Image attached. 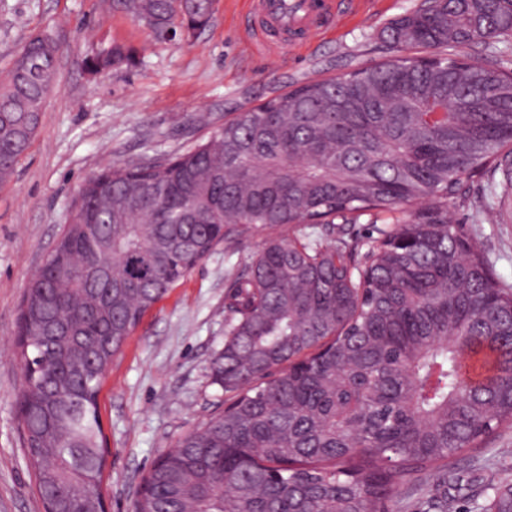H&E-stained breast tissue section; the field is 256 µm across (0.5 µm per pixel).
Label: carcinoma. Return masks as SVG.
<instances>
[{"mask_svg":"<svg viewBox=\"0 0 512 512\" xmlns=\"http://www.w3.org/2000/svg\"><path fill=\"white\" fill-rule=\"evenodd\" d=\"M211 0H110L156 40L207 25ZM393 55L299 82L184 152L102 169L81 186L20 310L18 408L49 512L80 494L97 512L105 465L98 394L143 316L214 248L267 231L224 300L212 377L230 398L142 479L135 512H512V481L465 468L512 427V288L448 208L503 224L512 196V69L463 49L512 43V0H423L390 20ZM49 34L37 69L0 82V181L55 87ZM121 45L92 73L131 62ZM487 179L472 199L464 178ZM194 210L200 224H180ZM371 224L325 243L288 227Z\"/></svg>","mask_w":512,"mask_h":512,"instance_id":"obj_1","label":"carcinoma"}]
</instances>
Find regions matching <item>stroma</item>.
I'll return each instance as SVG.
<instances>
[{
  "instance_id": "1",
  "label": "stroma",
  "mask_w": 512,
  "mask_h": 512,
  "mask_svg": "<svg viewBox=\"0 0 512 512\" xmlns=\"http://www.w3.org/2000/svg\"><path fill=\"white\" fill-rule=\"evenodd\" d=\"M420 0H351L342 19L277 56L248 36L249 0H213L209 23L171 41L153 39L103 0H0V79L29 38L48 31L62 45L58 83L42 124L12 176L0 182V512H44L27 467L16 397V341L24 288L70 218L80 187L106 164L175 154L227 116L287 91L387 58L381 31ZM118 43L136 61L94 74L88 55ZM478 237L499 281L512 287V223L453 214ZM265 234L218 245L142 318L115 357L98 396L107 439L109 512H132L143 475L224 392L210 364L224 347V296Z\"/></svg>"
}]
</instances>
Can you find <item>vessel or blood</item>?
I'll list each match as a JSON object with an SVG mask.
<instances>
[{"mask_svg":"<svg viewBox=\"0 0 512 512\" xmlns=\"http://www.w3.org/2000/svg\"><path fill=\"white\" fill-rule=\"evenodd\" d=\"M255 12L264 28L277 29L282 39L271 43L256 38L257 47L273 53L285 49V35H316L334 21L341 9V0H254Z\"/></svg>","mask_w":512,"mask_h":512,"instance_id":"b4317fda","label":"vessel or blood"}]
</instances>
